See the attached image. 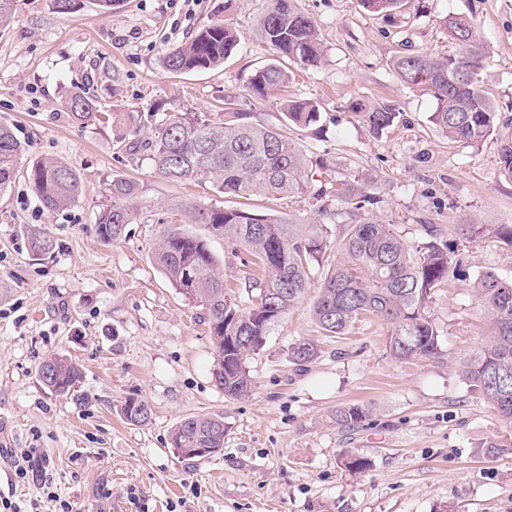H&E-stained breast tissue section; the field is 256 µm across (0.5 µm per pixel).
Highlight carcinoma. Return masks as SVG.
I'll use <instances>...</instances> for the list:
<instances>
[{"mask_svg": "<svg viewBox=\"0 0 512 512\" xmlns=\"http://www.w3.org/2000/svg\"><path fill=\"white\" fill-rule=\"evenodd\" d=\"M445 26L459 50L434 56L415 53L399 57L395 70L408 87L435 100L431 122L448 140L475 146L495 130L497 110L485 94L480 79L486 51L475 21L450 14ZM259 41L270 46L277 59L257 70L247 90L266 99L288 83L287 64L316 68L325 60V49L315 22L299 11L295 0H268L256 29ZM240 44L238 30L215 17L185 42L169 49L163 67L173 75L220 67ZM72 120L82 126L95 125L108 113L97 101L78 92L67 98ZM288 124L307 129L320 121L317 103L288 99L280 103ZM150 132L145 141L116 143L127 151H148L154 171L170 182H210L224 194L244 199L264 196L310 195L319 200L325 186H316L309 170L306 150L277 128L258 120L253 112H242L230 101L224 112L212 118L205 113L176 112L157 116L147 112ZM375 132L391 126L396 113L373 107L362 113ZM113 123L139 124V116L115 114ZM24 146L13 129L0 124V192L15 180ZM30 187L48 212L59 211L80 195L82 183L76 167L52 158L33 161L26 171ZM110 204L100 211L97 233L106 243L122 239L127 225L136 221L143 203V186L135 179L115 177L107 184ZM338 210L320 211L343 217V210L361 211L372 197L358 175L338 181L333 190ZM173 211L180 222L164 225L154 260L170 284L201 308L214 347L212 375L218 388L230 398H243L252 389L246 368L248 357L258 351L272 327L304 298L312 270L325 257L330 243L323 236L320 220L297 222L281 215H259L240 209H207L179 203ZM203 224L211 235L245 250L242 277L231 285L224 280L207 240L190 235L179 224ZM429 240L416 247L402 241L390 225L361 217L345 225L338 242L343 258L324 277L313 305V316L326 334L342 335L367 316L387 325L386 350L397 360L432 358L442 354L440 335L427 315L432 291L455 273L448 257V243L438 241L428 228ZM30 247L39 257L52 252L50 236L39 230L30 234ZM475 297L489 319L490 334L480 348L459 361L460 374L468 386L491 401L500 415L512 422V279L486 271L474 281ZM317 355L309 342H299L291 357L306 363ZM40 382L58 397H70L83 379V371L72 358L52 355L37 370ZM130 424L147 423L153 414L144 400L129 397L120 407ZM365 409L352 406L336 414L340 425H355ZM173 448H224V417L191 415L170 432Z\"/></svg>", "mask_w": 512, "mask_h": 512, "instance_id": "cac0c4a2", "label": "carcinoma"}]
</instances>
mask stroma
<instances>
[{
  "mask_svg": "<svg viewBox=\"0 0 512 512\" xmlns=\"http://www.w3.org/2000/svg\"><path fill=\"white\" fill-rule=\"evenodd\" d=\"M225 0H119L102 12L96 0L63 15L50 0H14L0 27V121L12 124L25 161L52 157L77 168L82 192L67 208L44 210L25 172L0 193V494L55 512L39 479L15 481L12 455L46 449L54 490L74 512H512V454L483 445L512 437L493 405L464 382L458 357L486 340V315L471 288L490 270L512 279V248L483 233L462 243V224L512 225V180L500 154L512 142V0H409L373 12L359 0H297L317 24L326 60L293 68L288 96L320 106L319 123L288 126L275 99L246 92L249 76L275 53L255 36L267 0H232L226 19L241 34L223 66L173 75L165 51L223 11ZM474 16L487 43L482 75L498 107L496 130L474 147L449 142L432 124L434 100L408 88L393 70L402 52L454 51L443 20ZM86 91L102 111L216 112L235 99L244 112L286 131L304 146L315 179L356 174L376 199L362 214L409 246L437 225L453 245L457 277L434 289L427 311L442 353L397 360L386 351L388 326L376 318L346 334L325 335L312 305L335 252L312 273L303 301L248 357L254 386L231 399L212 376L214 350L199 308L155 265L159 230L171 205L192 202L260 214L317 217L318 203L250 199L212 183H173L155 173L146 153L118 147L129 126L74 124L69 91ZM391 107L397 117L373 132L359 110ZM138 180L150 205L114 244L96 224L113 177ZM49 233L55 248L35 257L27 236ZM317 356L299 365L295 343ZM83 367L75 395L55 397L36 369L53 354ZM146 400L153 418L131 425L119 409ZM359 405L366 418L345 427L338 410ZM219 414L224 449L184 460L169 435L183 418ZM370 459L358 475L340 466L344 453Z\"/></svg>",
  "mask_w": 512,
  "mask_h": 512,
  "instance_id": "stroma-1",
  "label": "stroma"
}]
</instances>
